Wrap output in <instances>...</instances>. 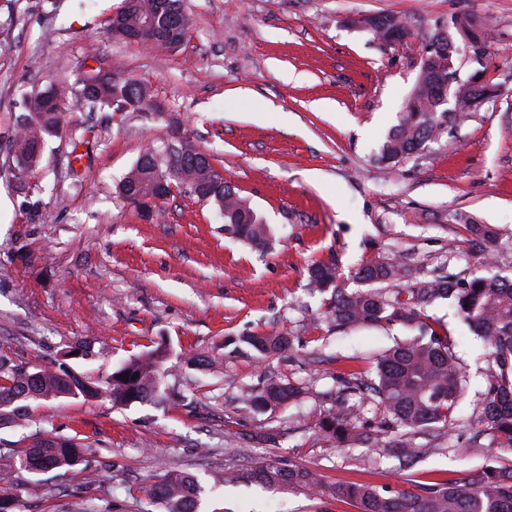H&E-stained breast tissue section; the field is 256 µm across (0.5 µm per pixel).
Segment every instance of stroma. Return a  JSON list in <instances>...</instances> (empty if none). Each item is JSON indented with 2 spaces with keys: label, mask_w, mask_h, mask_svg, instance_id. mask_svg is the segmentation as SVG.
Returning a JSON list of instances; mask_svg holds the SVG:
<instances>
[{
  "label": "stroma",
  "mask_w": 512,
  "mask_h": 512,
  "mask_svg": "<svg viewBox=\"0 0 512 512\" xmlns=\"http://www.w3.org/2000/svg\"><path fill=\"white\" fill-rule=\"evenodd\" d=\"M121 0H0V353L26 369L88 338L93 360L70 359L98 379L131 355L166 344L162 388L173 401L124 407L99 398L47 401L40 425L90 442L72 469L19 473L21 512H148L143 486L191 472L206 492L199 512H357L243 480L251 458L285 459L327 482L411 488L413 470L395 455L377 469L369 448H340L315 426L344 394L337 374L370 372L373 357L407 339L399 326L339 330L325 298L311 293L312 261L335 259L344 284L353 271L393 255L431 269L448 262L480 274L478 252L457 213L498 226L496 269L512 276V0H185L190 32L172 51L112 35ZM471 15L488 35V75L500 93L420 155L381 161L419 75L435 29ZM393 14L407 44L381 45L354 26ZM110 68L146 86L182 129L270 224L260 253L235 240L213 205L172 192L153 216L117 187L144 148L169 135L164 122L104 109L68 115L94 135L73 160L68 137L48 139L39 168L13 175L5 144L23 100L85 65ZM456 244L462 260H449ZM445 324L470 376L462 404L472 412L486 362L480 341L447 302L428 311ZM259 333L294 337L295 348L256 362L227 343ZM199 355L208 367H187ZM276 378L300 387L290 404L263 413L242 394ZM275 441H266L267 432ZM434 439L432 431L416 440ZM437 440V439H434ZM421 466L439 472L495 463L491 435L452 433ZM236 474L221 485L213 477Z\"/></svg>",
  "instance_id": "obj_1"
}]
</instances>
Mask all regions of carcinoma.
Listing matches in <instances>:
<instances>
[{"mask_svg": "<svg viewBox=\"0 0 512 512\" xmlns=\"http://www.w3.org/2000/svg\"><path fill=\"white\" fill-rule=\"evenodd\" d=\"M183 0H122L109 28L116 35L141 24L147 18H166L170 5ZM453 42L464 35L485 37L475 19L460 14L448 20ZM439 33H434L430 48L434 56L421 65L435 69L448 59V44L435 47ZM115 73L97 67L75 83L59 81L31 95L26 111L15 119L8 139L16 173L24 176L36 170L42 161L48 137H59L66 126V115L85 109L111 107L124 111L122 103L139 99L134 111L154 116L164 112L150 91L131 80L119 83ZM437 88L427 79L417 80L405 111L388 134L381 159L387 162L419 154L428 143L439 140L448 128L463 121L470 112L468 92L460 111L442 112L436 106ZM169 136L159 145L147 146L131 169L132 176L120 182V196L133 202L132 195L143 185L162 176L167 184L204 203L213 204L224 213V224L240 241L258 250L269 248L274 230L264 223L248 201L229 183L220 190L200 192L197 185L218 172L212 161L192 165L198 147L184 136L178 147L181 154L172 159L165 151ZM470 241L482 247V265L488 271L495 262L491 252L499 230L490 224H472L463 217ZM309 287L313 293L329 294L327 318L338 328L381 327L400 325L413 335L395 342L376 355L372 377L357 371L336 378L343 391L355 397L344 400L340 409L318 418L317 428L342 447L365 444L388 454L399 449V458L411 468L425 449L415 443L423 427H461L477 437L489 433L499 447L512 455V279L475 276L465 280L441 265L431 273H420L394 257L387 261H367L354 272L353 278L363 287L349 291L339 284L336 262L332 259L313 262L309 269ZM438 300H449L458 316L481 341L489 368L483 373L480 409L468 417L457 409L468 391L469 379L460 358L442 327L428 322L427 310ZM243 343L259 362L269 356L289 351L294 339L286 335L242 336ZM168 357L164 347L146 351L126 360L107 379L91 380L66 367L40 368L34 372L15 364L0 354V426L23 427L33 422L36 408L44 401L68 398L91 400L108 397L114 405L162 399L161 375ZM130 376L124 381L122 375ZM297 395L290 384L270 380L256 393H249L245 403L256 411L281 406ZM380 411L377 421L365 419L367 406ZM32 442L19 453L0 451V512H15L18 504L17 474L26 471L73 468L86 461L92 446L77 436L58 435L38 429ZM247 478L270 488L288 487L316 498L347 500L357 512H512V458L504 457L493 465H482L464 477H436L418 473L412 490L377 487L358 482L331 484L316 471L285 461H250ZM198 479L189 473L168 472L147 484L143 493L160 512H197L201 493Z\"/></svg>", "mask_w": 512, "mask_h": 512, "instance_id": "1", "label": "carcinoma"}]
</instances>
